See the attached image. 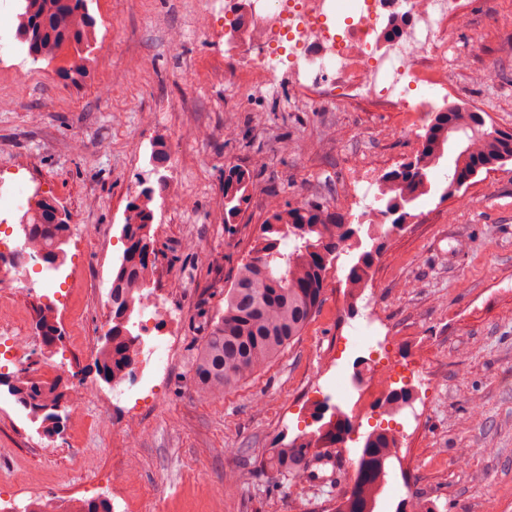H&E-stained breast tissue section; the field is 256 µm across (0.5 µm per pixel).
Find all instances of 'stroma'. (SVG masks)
I'll return each mask as SVG.
<instances>
[{"label": "stroma", "instance_id": "1", "mask_svg": "<svg viewBox=\"0 0 512 512\" xmlns=\"http://www.w3.org/2000/svg\"><path fill=\"white\" fill-rule=\"evenodd\" d=\"M103 43L82 85L0 38V187L54 196L71 217L67 263L55 292L47 271L0 317L30 346L37 378L89 380L97 392L48 439L7 403L0 385V491L10 512L33 496L59 512L107 498L112 512H336L365 435L388 417L379 402L406 389L424 405L417 431L392 459L377 512L414 495L433 512H512V160L480 171L458 195L425 198L391 236L357 301L345 295L349 257L325 276L319 312L277 359L223 397L205 400L194 358L271 202L320 205L357 219L376 206L367 188L420 146L427 115L334 96L311 110L286 69L257 83L254 55L232 53L230 0H92ZM448 84H420L434 109L478 108L512 131V0H468L449 21ZM168 155L154 198L161 316L151 336L169 344L154 395L134 401L99 381L94 351L108 324L112 267L122 254L127 204ZM253 168L239 223L224 221V171ZM55 306L64 336L45 347L39 306ZM423 369L428 385L418 383ZM381 370L361 410L345 390L353 372ZM349 413L354 431L330 448L331 483H294L270 471L264 449L308 430L316 403ZM471 451L458 462L459 449ZM237 484L226 491L225 477Z\"/></svg>", "mask_w": 512, "mask_h": 512}]
</instances>
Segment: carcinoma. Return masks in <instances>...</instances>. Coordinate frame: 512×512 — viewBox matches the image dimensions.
I'll return each mask as SVG.
<instances>
[{
    "label": "carcinoma",
    "instance_id": "carcinoma-1",
    "mask_svg": "<svg viewBox=\"0 0 512 512\" xmlns=\"http://www.w3.org/2000/svg\"><path fill=\"white\" fill-rule=\"evenodd\" d=\"M17 20L15 37L30 59L49 63L60 59L65 62L58 68L60 75L75 82L91 78L88 54L96 50L92 36L96 21L88 0H21ZM428 117L431 122L415 157L424 176L407 163L382 175L377 194L382 222L369 225V245L358 244L362 224L353 225L342 214L318 207L270 206L249 258L224 292V311L198 352L194 381L202 398L236 388L301 336L322 303L328 265L340 255L354 252L346 288L359 290L389 236L407 223L422 199L436 191L442 200L454 196L479 170L512 160V133L487 126L482 113L448 106ZM447 158L446 183L437 186L431 172ZM252 180L249 168L224 171V223H237L248 203ZM154 195L155 188L146 185L126 208L122 256L112 271L109 291L110 326L95 358L96 372L108 384L130 375L134 349L141 345L134 318L150 296V272L155 266L147 256V249L154 248L150 234ZM58 209L56 200L47 197L20 218L24 237L37 254L53 259L54 270L65 261L64 246L71 230L66 219L56 216ZM284 240L291 242L286 250L281 247ZM56 325L52 307L37 309L44 344H56ZM8 394L36 425L38 434L51 438L59 433L60 420L67 419L61 415L67 391L60 381L35 380L19 373L8 384ZM313 419L314 429L279 448L267 449V465L276 475L298 483L311 480L312 463L321 458V449L336 444L351 428L336 407L326 403L313 413ZM396 447L389 428H376L366 435L353 485L336 512H375Z\"/></svg>",
    "mask_w": 512,
    "mask_h": 512
}]
</instances>
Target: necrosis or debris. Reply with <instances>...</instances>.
Wrapping results in <instances>:
<instances>
[{"label": "necrosis or debris", "instance_id": "necrosis-or-debris-1", "mask_svg": "<svg viewBox=\"0 0 512 512\" xmlns=\"http://www.w3.org/2000/svg\"><path fill=\"white\" fill-rule=\"evenodd\" d=\"M233 7L245 19V45L262 52L260 72L274 73L278 59L269 47L285 40L296 78L312 92L358 91L405 109L410 85L447 83L438 56L449 18L466 0H233ZM334 13L342 27L329 25ZM412 107L427 109L423 102Z\"/></svg>", "mask_w": 512, "mask_h": 512}]
</instances>
